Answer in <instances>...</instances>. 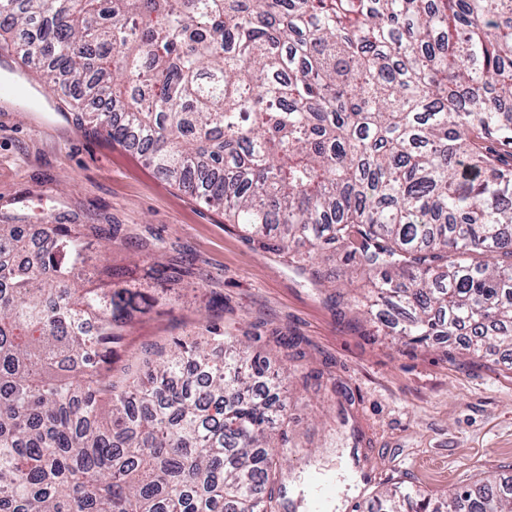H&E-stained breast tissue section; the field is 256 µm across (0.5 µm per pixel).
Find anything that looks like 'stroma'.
Listing matches in <instances>:
<instances>
[{"mask_svg": "<svg viewBox=\"0 0 512 512\" xmlns=\"http://www.w3.org/2000/svg\"><path fill=\"white\" fill-rule=\"evenodd\" d=\"M22 223L113 226L106 259L136 255L188 269L213 302L138 318L113 346V373L131 355L208 323L256 336L281 391L289 512H309L314 472L339 484L331 512H378L394 487L436 498L512 474V351L477 358L434 342L405 345L372 308L363 269L319 258V281L222 210L171 184L143 158L89 127L71 107L38 99L28 111L0 101V216ZM351 301H336L338 287Z\"/></svg>", "mask_w": 512, "mask_h": 512, "instance_id": "stroma-1", "label": "stroma"}]
</instances>
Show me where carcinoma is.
Returning a JSON list of instances; mask_svg holds the SVG:
<instances>
[{
  "instance_id": "obj_1",
  "label": "carcinoma",
  "mask_w": 512,
  "mask_h": 512,
  "mask_svg": "<svg viewBox=\"0 0 512 512\" xmlns=\"http://www.w3.org/2000/svg\"><path fill=\"white\" fill-rule=\"evenodd\" d=\"M77 119L319 279L342 250L423 344L512 347V0H0ZM0 224V512H280L278 383L217 327L134 355L183 271L98 265L95 224ZM383 512H512V476Z\"/></svg>"
}]
</instances>
